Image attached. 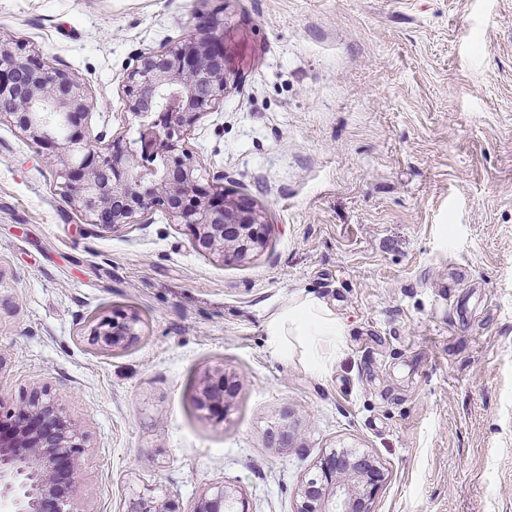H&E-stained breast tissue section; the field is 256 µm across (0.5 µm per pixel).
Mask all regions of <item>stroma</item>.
I'll return each mask as SVG.
<instances>
[{"mask_svg":"<svg viewBox=\"0 0 512 512\" xmlns=\"http://www.w3.org/2000/svg\"><path fill=\"white\" fill-rule=\"evenodd\" d=\"M214 15L228 89L189 145L265 249L222 263L159 210L104 232L1 119L0 408L45 390L81 420L75 512L149 485L191 512L219 482L295 512L342 447L383 468L373 512H512V0H0V40L74 73L89 135L130 146L123 78ZM301 292L348 327L325 372L268 347ZM116 310L141 336L112 351L90 328ZM222 365L243 384L219 423L196 397Z\"/></svg>","mask_w":512,"mask_h":512,"instance_id":"35a3bbf8","label":"stroma"}]
</instances>
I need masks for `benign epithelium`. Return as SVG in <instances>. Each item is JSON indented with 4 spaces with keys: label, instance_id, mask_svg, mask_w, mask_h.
I'll use <instances>...</instances> for the list:
<instances>
[{
    "label": "benign epithelium",
    "instance_id": "1",
    "mask_svg": "<svg viewBox=\"0 0 512 512\" xmlns=\"http://www.w3.org/2000/svg\"><path fill=\"white\" fill-rule=\"evenodd\" d=\"M128 111L144 119L139 147L93 139L82 131L91 102L75 75L48 68L35 55L0 41V118L7 117L56 167L61 195L90 223L113 231L144 224L161 210L189 229L197 251L224 263H244L266 247L264 213L235 199L218 184L203 183L185 134L227 90L221 23L209 18L198 33L162 51L141 52L125 80ZM139 318L116 312L90 329L92 340L118 348L139 337ZM236 372L217 367L204 375L198 406L222 422L236 405ZM291 415L268 432V443L287 448ZM87 435L48 392H35L0 418V498L12 495V512H73L75 467ZM383 472L368 455L330 453L315 477L296 493V512H372ZM126 512H183L155 489L129 501ZM193 512H248L239 491L223 483L209 488Z\"/></svg>",
    "mask_w": 512,
    "mask_h": 512
}]
</instances>
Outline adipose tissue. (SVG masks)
Masks as SVG:
<instances>
[{
    "label": "adipose tissue",
    "mask_w": 512,
    "mask_h": 512,
    "mask_svg": "<svg viewBox=\"0 0 512 512\" xmlns=\"http://www.w3.org/2000/svg\"><path fill=\"white\" fill-rule=\"evenodd\" d=\"M265 331L271 350L288 356L293 346L304 347L313 365L323 369L344 355L347 328L321 298L301 294L268 317Z\"/></svg>",
    "instance_id": "adipose-tissue-1"
}]
</instances>
